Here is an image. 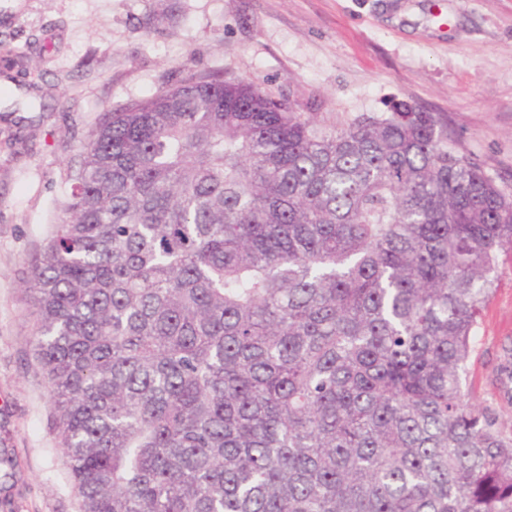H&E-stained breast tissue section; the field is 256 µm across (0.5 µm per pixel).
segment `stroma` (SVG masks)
Instances as JSON below:
<instances>
[{
	"instance_id": "1",
	"label": "stroma",
	"mask_w": 512,
	"mask_h": 512,
	"mask_svg": "<svg viewBox=\"0 0 512 512\" xmlns=\"http://www.w3.org/2000/svg\"><path fill=\"white\" fill-rule=\"evenodd\" d=\"M0 512H80L34 352L29 259L101 114L187 71L246 79L333 129L404 101L512 192V0H0ZM512 343V258L467 363L491 398Z\"/></svg>"
}]
</instances>
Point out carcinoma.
<instances>
[{
	"label": "carcinoma",
	"instance_id": "carcinoma-1",
	"mask_svg": "<svg viewBox=\"0 0 512 512\" xmlns=\"http://www.w3.org/2000/svg\"><path fill=\"white\" fill-rule=\"evenodd\" d=\"M30 260L81 512H512V194L399 104L325 130L187 73L104 112ZM512 343V261L502 256L498 288L482 311L477 339L467 363V387L474 400L490 399L496 391L502 346Z\"/></svg>",
	"mask_w": 512,
	"mask_h": 512
}]
</instances>
